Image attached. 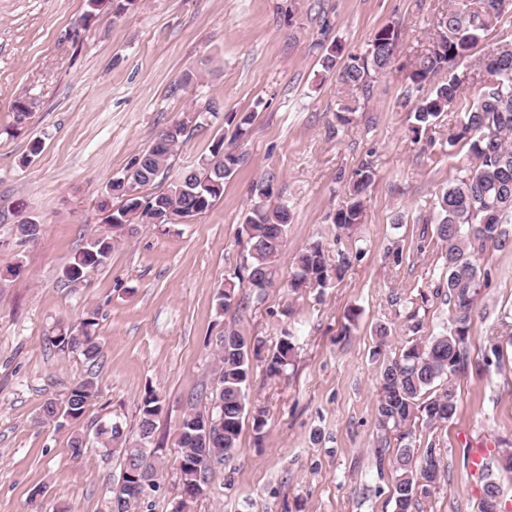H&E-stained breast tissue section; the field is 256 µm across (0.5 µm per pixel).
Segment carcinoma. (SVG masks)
<instances>
[{"label":"carcinoma","instance_id":"obj_1","mask_svg":"<svg viewBox=\"0 0 512 512\" xmlns=\"http://www.w3.org/2000/svg\"><path fill=\"white\" fill-rule=\"evenodd\" d=\"M469 7L465 0H455L436 25L428 52L417 58L409 79L422 86L432 76L447 71L481 41L501 13L496 0H476ZM398 32L391 26L379 29L367 49L350 54L343 62L329 53L322 60L325 71L336 75L343 93L355 90L369 93L371 84L391 64L397 49ZM490 79L481 94L466 103L463 116L448 128V146L469 145L473 156L462 175L439 192L435 202V234L442 260L437 288L446 289L450 327L427 337L424 344H414L399 356L384 360L377 374L379 393L374 409L375 427L379 434L376 455L384 461L386 451L395 447L389 464L395 473L391 499L395 512H412L417 504L431 498L444 476L440 453L428 443L420 466H415V424L428 428L448 422L457 410V394L449 377L465 369L469 361L468 340L475 320L476 303L486 286L480 267L481 257L492 245H512V40L503 42L487 64ZM464 95L463 81L451 75L435 86L431 93L413 107L411 131L419 134L437 124L444 112ZM255 113H230L228 125L234 126L233 137L245 135ZM198 128L190 116L163 128L153 145L137 155L129 168L138 178L127 174L109 183L107 194L121 200L106 218L109 230L89 239L63 270L69 284L82 282L90 272L106 264L112 253L115 236L132 234L139 224H168L171 215L189 213L196 217L209 211L224 194V184L245 162V156L219 137L210 156L192 169L179 173L167 190L153 195L141 194V188L169 173L175 149L190 132ZM376 176L371 161L361 163L349 181L345 200L330 211L327 219L337 230L345 231L362 223L363 196ZM278 194L277 177L273 173L254 182L252 204L243 224L246 255L243 269L225 279L216 294L220 313L240 310L249 297L239 292L245 281L251 292L260 297L268 289L281 284L279 257L288 237L291 212L286 203L271 204ZM351 264V255L337 251L336 265L325 258V246L317 240L296 257L287 287L318 291L328 287L333 277L341 276ZM90 317L80 329L66 331L50 339L61 350L79 353L90 363L97 362L102 344ZM263 344L242 330L228 326L215 354L213 373L216 390L207 398V406L191 408L179 424V483L176 512H191L216 474V469L233 459L242 420L248 414L247 390L253 374V361H262L268 376L282 374L291 365L295 343L284 333L276 348L261 355ZM96 394L92 379L73 385L58 397L46 399L41 407L40 421L56 429L70 430L71 455L79 457L86 448L82 422ZM162 399L146 392L140 406L137 437L131 439L118 421L101 423L94 430L96 442L123 459L121 479L112 487V512H128L132 491L143 489L142 500H148L161 488L164 464L156 456L154 440L156 421L162 413ZM396 435L390 442L388 435ZM512 472V450L498 451L493 463L482 464L484 479L493 480L494 468ZM479 512H512L500 494L483 493Z\"/></svg>","mask_w":512,"mask_h":512}]
</instances>
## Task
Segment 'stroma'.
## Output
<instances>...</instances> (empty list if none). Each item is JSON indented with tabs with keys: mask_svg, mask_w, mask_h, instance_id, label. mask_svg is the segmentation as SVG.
<instances>
[{
	"mask_svg": "<svg viewBox=\"0 0 512 512\" xmlns=\"http://www.w3.org/2000/svg\"><path fill=\"white\" fill-rule=\"evenodd\" d=\"M451 0H134L83 25L86 0H0V512H112L118 456L90 444L72 457L69 433L41 424L43 401L91 378L97 392L81 428L123 423L135 435L146 391L164 408L157 454L174 465L179 423L192 396L212 389V365L225 323L276 348L284 329L296 355L283 374L256 366L249 410H264L255 430L245 419L231 463L235 484L215 476L194 512H394L391 467L374 453L377 368L381 358L437 332L448 307L435 294L441 263L435 232L424 229L438 191L471 160L467 145L448 147L457 111L412 141L409 74L431 45ZM386 25L399 33L397 54L333 133L341 95L321 67L334 45L366 49ZM512 37L501 17L457 73L469 94L484 86V59ZM34 102L22 129L13 105ZM220 112L176 149L172 174L196 166L227 133L225 114L256 118L237 148L246 162L215 205L191 224H141L117 238L104 267L76 285L62 271L83 243L106 228L112 179L147 150L158 132L208 101ZM42 143L28 157L31 141ZM377 177L363 222L345 246L358 251L323 296L310 289H268L238 314H218L215 296L245 255L243 224L250 189L275 173L292 214L279 259L289 275L296 254L332 241L326 215L343 180L364 159ZM38 220L37 239L16 226ZM425 251H418V244ZM400 248L401 261L388 251ZM21 265L20 276L8 267ZM490 271L478 301L466 372L453 376L454 417L422 432L447 468L444 482L417 512H479L484 480L471 465L479 445L512 443V347L500 366L479 371L489 342L508 336L512 246L488 248ZM95 315L102 340L97 366L50 342L59 327ZM423 324L408 328L410 318ZM390 328L386 347L373 330ZM43 487L39 505L30 492Z\"/></svg>",
	"mask_w": 512,
	"mask_h": 512,
	"instance_id": "35a3bbf8",
	"label": "stroma"
}]
</instances>
